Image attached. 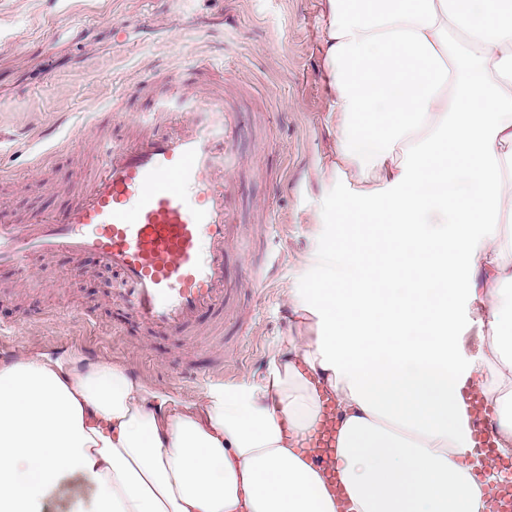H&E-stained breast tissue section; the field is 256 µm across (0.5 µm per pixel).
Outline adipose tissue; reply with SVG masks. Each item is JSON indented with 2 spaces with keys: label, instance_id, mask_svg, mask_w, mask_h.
<instances>
[{
  "label": "adipose tissue",
  "instance_id": "adipose-tissue-1",
  "mask_svg": "<svg viewBox=\"0 0 512 512\" xmlns=\"http://www.w3.org/2000/svg\"><path fill=\"white\" fill-rule=\"evenodd\" d=\"M330 167L364 222L341 243L348 288L295 321L260 385L166 410L121 368L42 354L0 361V512H47L70 476L92 512H338L304 448L335 400L349 512H485L465 464L471 375L512 456V0H321ZM465 55L448 54L449 39ZM470 291L481 354L459 357Z\"/></svg>",
  "mask_w": 512,
  "mask_h": 512
}]
</instances>
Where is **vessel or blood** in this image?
I'll list each match as a JSON object with an SVG mask.
<instances>
[{"label": "vessel or blood", "mask_w": 512, "mask_h": 512, "mask_svg": "<svg viewBox=\"0 0 512 512\" xmlns=\"http://www.w3.org/2000/svg\"><path fill=\"white\" fill-rule=\"evenodd\" d=\"M231 109L195 105L172 119L151 113V134L131 141L98 138L97 161L59 216L0 224V264L28 270L33 255L93 254L119 277L112 301L156 333L187 328L196 312L224 305L232 290L228 251L240 227L231 154ZM339 417L327 403L308 445L341 495L333 465ZM491 512H512V482L491 486Z\"/></svg>", "instance_id": "1"}]
</instances>
